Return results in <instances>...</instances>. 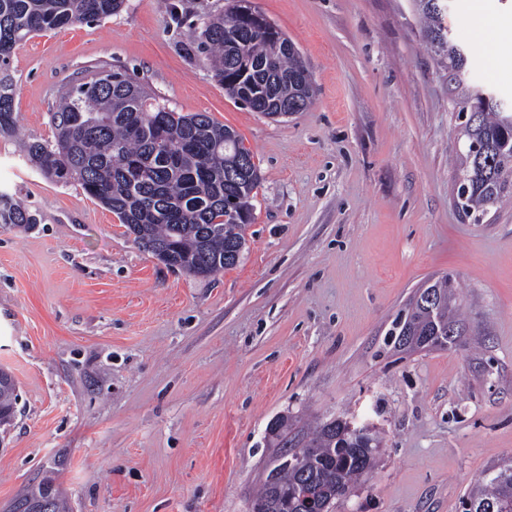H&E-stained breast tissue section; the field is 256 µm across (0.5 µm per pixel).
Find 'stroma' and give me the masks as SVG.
I'll use <instances>...</instances> for the list:
<instances>
[{
	"instance_id": "1",
	"label": "stroma",
	"mask_w": 512,
	"mask_h": 512,
	"mask_svg": "<svg viewBox=\"0 0 512 512\" xmlns=\"http://www.w3.org/2000/svg\"><path fill=\"white\" fill-rule=\"evenodd\" d=\"M254 2L311 75L306 111L271 119L213 78L195 24L230 0H125L14 49L21 134L0 136V189L42 221L0 224V369L17 393L0 512L47 479L68 512H250L276 458L340 415L377 426L381 447L331 512H460L512 460V203L465 215L455 164L468 89L512 101V41L490 70L479 20L448 0L468 55L458 84L412 0ZM113 67L252 151L262 181L234 268L168 269L78 184L28 162L62 87ZM445 276L459 336L398 346L395 324Z\"/></svg>"
}]
</instances>
